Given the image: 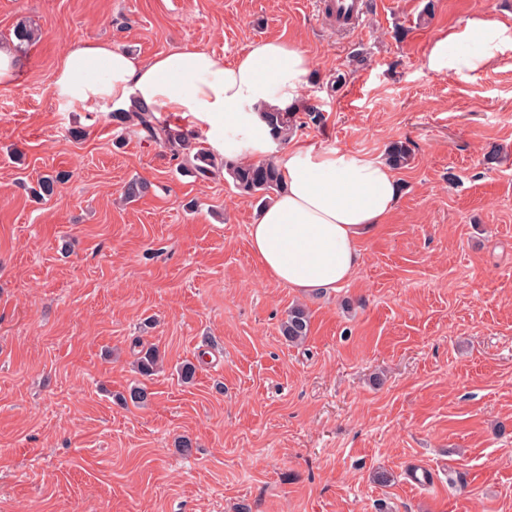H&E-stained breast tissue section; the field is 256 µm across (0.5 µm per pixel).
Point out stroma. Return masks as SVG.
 Instances as JSON below:
<instances>
[{"label": "stroma", "mask_w": 512, "mask_h": 512, "mask_svg": "<svg viewBox=\"0 0 512 512\" xmlns=\"http://www.w3.org/2000/svg\"><path fill=\"white\" fill-rule=\"evenodd\" d=\"M481 14L512 24V0H367L345 29L318 0H0L1 44L21 22L42 33L0 85V512H512V58L425 66L440 31ZM275 38L310 57L301 103L325 116L296 140L411 151L333 293L264 274L259 203L227 174L180 172L112 107L51 87L77 42L229 64ZM136 177L151 188L124 202ZM296 304L299 345L280 332ZM141 384L149 402L122 403ZM310 331V315L300 305L288 310L286 320L281 325V333L288 343L298 344L306 339Z\"/></svg>", "instance_id": "stroma-1"}]
</instances>
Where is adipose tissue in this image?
<instances>
[{"instance_id": "1", "label": "adipose tissue", "mask_w": 512, "mask_h": 512, "mask_svg": "<svg viewBox=\"0 0 512 512\" xmlns=\"http://www.w3.org/2000/svg\"><path fill=\"white\" fill-rule=\"evenodd\" d=\"M512 56V25L476 15L437 35L425 58L438 75H464ZM310 58L285 39L259 41L232 64L199 49L145 60L108 42L69 49L56 70V96L95 109L142 103L179 115L225 156L253 162L275 155L284 190L249 226L251 250L265 274L296 292L326 293L347 284L361 261L358 243L394 209L395 171L387 162L296 140L277 146L264 112L302 98ZM244 142L230 138V131Z\"/></svg>"}]
</instances>
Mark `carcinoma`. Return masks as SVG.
<instances>
[{"label": "carcinoma", "mask_w": 512, "mask_h": 512, "mask_svg": "<svg viewBox=\"0 0 512 512\" xmlns=\"http://www.w3.org/2000/svg\"><path fill=\"white\" fill-rule=\"evenodd\" d=\"M17 47L26 50L37 38L36 31L19 24L14 29ZM304 112L305 119H300L297 112ZM266 121L277 140L286 141L300 127L312 124L318 126L324 121L322 110L314 107L299 110L274 111L265 113ZM112 120L124 124L130 121L145 132V136L154 142L164 144L170 149L175 159L179 160V170L184 173H196L202 177L223 170L232 179L234 187L249 196L268 197L282 187L278 169L272 162L245 163L227 160L204 149H194L188 134L160 122L152 109L139 104L130 111L118 110L112 113ZM410 158L409 149L401 144H393L388 152V160L395 167H402ZM63 181L62 175H44L38 179V196L44 198L55 192V187ZM148 188L147 182L134 178L126 183L123 189L125 199L134 201ZM310 331V315L307 310L296 305L288 310L286 320L281 325V333L285 340L298 344L306 339ZM159 364V354L153 348H148L137 359L139 374L149 378L155 374Z\"/></svg>", "instance_id": "obj_1"}]
</instances>
